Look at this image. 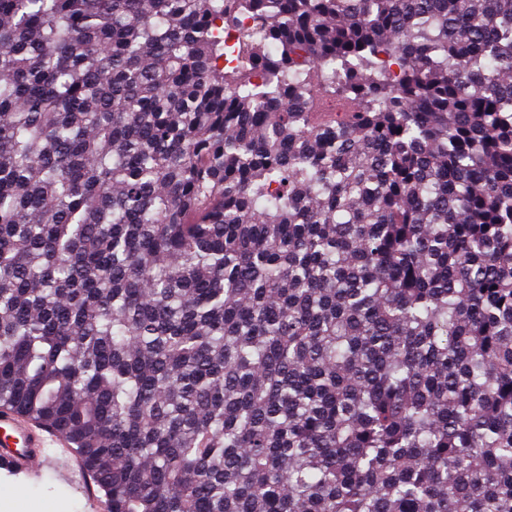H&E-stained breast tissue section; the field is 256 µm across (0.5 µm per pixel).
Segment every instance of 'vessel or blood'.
<instances>
[{
    "label": "vessel or blood",
    "mask_w": 512,
    "mask_h": 512,
    "mask_svg": "<svg viewBox=\"0 0 512 512\" xmlns=\"http://www.w3.org/2000/svg\"><path fill=\"white\" fill-rule=\"evenodd\" d=\"M52 457L59 463L57 479L85 490L88 512H109L108 501L90 491V476L76 459L72 445L64 435L35 427L14 413L0 411L1 482L25 481Z\"/></svg>",
    "instance_id": "1"
}]
</instances>
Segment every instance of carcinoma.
I'll list each match as a JSON object with an SVG mask.
<instances>
[{"instance_id": "1", "label": "carcinoma", "mask_w": 512, "mask_h": 512, "mask_svg": "<svg viewBox=\"0 0 512 512\" xmlns=\"http://www.w3.org/2000/svg\"><path fill=\"white\" fill-rule=\"evenodd\" d=\"M2 407L111 512H512V0H0Z\"/></svg>"}]
</instances>
